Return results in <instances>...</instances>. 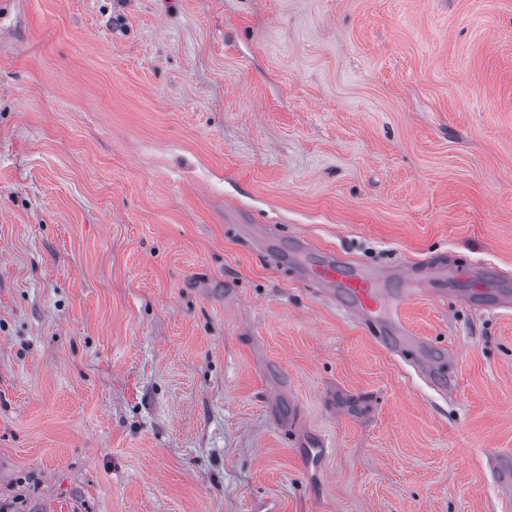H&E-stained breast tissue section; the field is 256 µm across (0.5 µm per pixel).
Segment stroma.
Returning <instances> with one entry per match:
<instances>
[{
    "label": "stroma",
    "mask_w": 512,
    "mask_h": 512,
    "mask_svg": "<svg viewBox=\"0 0 512 512\" xmlns=\"http://www.w3.org/2000/svg\"><path fill=\"white\" fill-rule=\"evenodd\" d=\"M298 239L512 279V0H0V504L512 512V310L404 304L442 395Z\"/></svg>",
    "instance_id": "stroma-1"
}]
</instances>
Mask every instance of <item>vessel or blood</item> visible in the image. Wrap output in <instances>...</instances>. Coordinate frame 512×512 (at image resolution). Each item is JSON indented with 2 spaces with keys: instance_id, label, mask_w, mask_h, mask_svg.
Wrapping results in <instances>:
<instances>
[{
  "instance_id": "1",
  "label": "vessel or blood",
  "mask_w": 512,
  "mask_h": 512,
  "mask_svg": "<svg viewBox=\"0 0 512 512\" xmlns=\"http://www.w3.org/2000/svg\"><path fill=\"white\" fill-rule=\"evenodd\" d=\"M308 273L318 284L327 288L332 298L346 304L349 311L373 324L384 343L404 360L435 375L439 360L430 353L427 341L410 336L401 318L400 305L413 296L420 283L430 280L465 279L473 284L477 295L490 307L512 306V292L495 288V278L487 268L473 263L435 260L422 268L395 270L384 273L371 266L357 265L333 251L310 256ZM399 281L400 293H391V281Z\"/></svg>"
}]
</instances>
